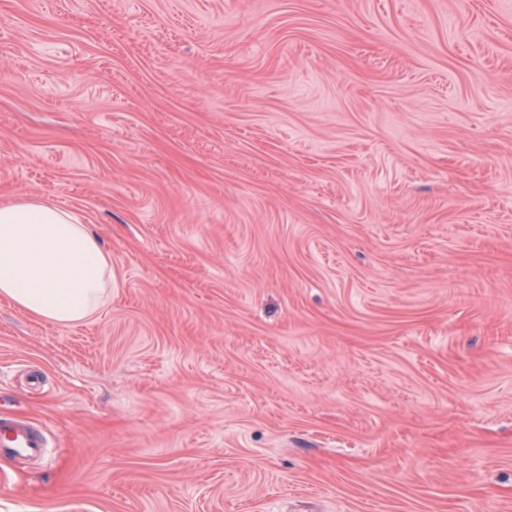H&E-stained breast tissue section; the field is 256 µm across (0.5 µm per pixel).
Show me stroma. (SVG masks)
<instances>
[{"mask_svg":"<svg viewBox=\"0 0 512 512\" xmlns=\"http://www.w3.org/2000/svg\"><path fill=\"white\" fill-rule=\"evenodd\" d=\"M112 255L0 298V512H512V0H0V202ZM112 290V256L75 211L39 196L0 202V296L45 321L92 316ZM0 447L13 455L34 456L47 448V440L38 427L27 421L0 419Z\"/></svg>","mask_w":512,"mask_h":512,"instance_id":"obj_1","label":"stroma"}]
</instances>
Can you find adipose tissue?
Instances as JSON below:
<instances>
[{"label": "adipose tissue", "instance_id": "adipose-tissue-1", "mask_svg": "<svg viewBox=\"0 0 512 512\" xmlns=\"http://www.w3.org/2000/svg\"><path fill=\"white\" fill-rule=\"evenodd\" d=\"M112 289V257L75 211L38 196L0 202V296L45 321L92 316Z\"/></svg>", "mask_w": 512, "mask_h": 512}]
</instances>
